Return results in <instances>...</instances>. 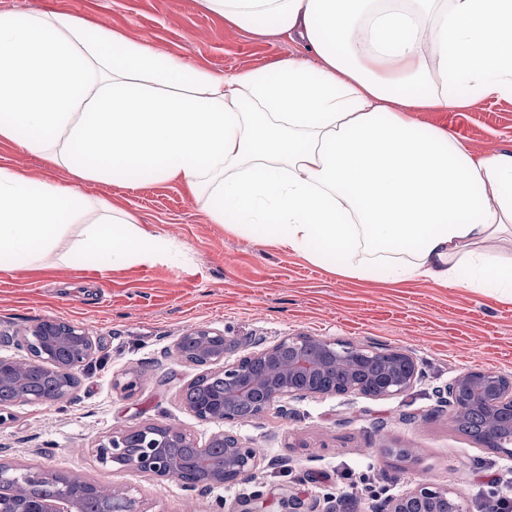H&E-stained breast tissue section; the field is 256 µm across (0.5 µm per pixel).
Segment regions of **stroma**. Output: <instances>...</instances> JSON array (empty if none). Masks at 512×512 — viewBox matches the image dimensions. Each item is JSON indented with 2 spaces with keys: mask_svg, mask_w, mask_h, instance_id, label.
<instances>
[{
  "mask_svg": "<svg viewBox=\"0 0 512 512\" xmlns=\"http://www.w3.org/2000/svg\"><path fill=\"white\" fill-rule=\"evenodd\" d=\"M1 13L71 15L223 75L308 53L303 43L228 23L203 0H0ZM415 118L456 130L476 154L512 149V98ZM0 169L77 188L94 202L83 223H98L103 206L113 205L174 245L167 260L123 269L96 270L57 258L34 268L0 269V331L23 332L62 318L85 329L97 346L66 400L12 407L0 425V463L123 487L144 512H237L245 499L254 512H288L292 496L311 512H333L347 499L356 512H382L385 501L375 498L376 490L395 497L425 480L459 489L466 512H480L488 473L512 465L461 432L441 398L448 382L473 368L512 375V302L424 279L391 285L327 270L286 247L212 223L179 181L149 178L131 188L81 180L4 139ZM198 327L224 332L229 362L254 346L309 335L407 352L420 378L389 399L319 396L227 424L259 451L253 473L231 487L190 491L99 463L94 448L115 429L171 425L201 443L217 432L184 403L202 367L171 352L180 336ZM128 373L140 378L131 392L119 385ZM397 448L410 449L411 458L394 456ZM364 475L371 489L341 494L342 486Z\"/></svg>",
  "mask_w": 512,
  "mask_h": 512,
  "instance_id": "stroma-1",
  "label": "stroma"
}]
</instances>
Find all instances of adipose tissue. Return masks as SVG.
Returning <instances> with one entry per match:
<instances>
[{"mask_svg": "<svg viewBox=\"0 0 512 512\" xmlns=\"http://www.w3.org/2000/svg\"><path fill=\"white\" fill-rule=\"evenodd\" d=\"M318 57L216 74L58 14H0V138L80 179L179 180L212 223L388 284L512 299V151L474 154L415 113L512 96V0H204ZM98 90L85 97L90 79ZM71 187L0 169V267L121 268L169 243Z\"/></svg>", "mask_w": 512, "mask_h": 512, "instance_id": "obj_1", "label": "adipose tissue"}]
</instances>
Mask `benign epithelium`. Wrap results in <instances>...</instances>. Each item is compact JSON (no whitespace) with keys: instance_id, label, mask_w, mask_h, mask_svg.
<instances>
[{"instance_id":"1","label":"benign epithelium","mask_w":512,"mask_h":512,"mask_svg":"<svg viewBox=\"0 0 512 512\" xmlns=\"http://www.w3.org/2000/svg\"><path fill=\"white\" fill-rule=\"evenodd\" d=\"M22 341L30 361L40 365L58 379L55 400L68 398L75 373L94 357L96 344L82 328L65 319L41 322L22 333ZM227 340L224 333L195 328L180 337L175 345L184 361L208 367L207 375L224 378V392L206 396L195 404L186 403L193 415L203 422H246L239 415L240 399L256 390L262 397L261 409L285 399H305L316 395L358 393L375 398H392L408 391L418 377L413 358L402 351L387 353L386 368L377 373L350 377L328 384L325 371L335 365L351 367L354 363L372 360L377 354L361 346L335 343L313 336H289L253 351L237 362L224 363ZM24 372L14 360L0 358V386L17 385ZM448 416L457 422L464 409L463 394L470 392L485 398L483 416L487 426L496 430L512 427V378L483 369H471L457 375L445 387ZM196 448L194 437L172 427L146 425L134 430H121L107 435L96 447L102 464L118 463L138 471H160L161 456L168 448ZM224 449L223 464L208 483L235 485L244 480L258 460L257 450L237 436L219 432L210 437L202 450ZM9 486L16 500L13 512H81L76 498L63 492L52 500L33 495L24 476L0 464V487ZM463 500L460 491L433 483H420L392 499L387 512H415L418 506H432L442 501ZM100 512H140L136 501L122 489H112V496L101 499Z\"/></svg>"}]
</instances>
